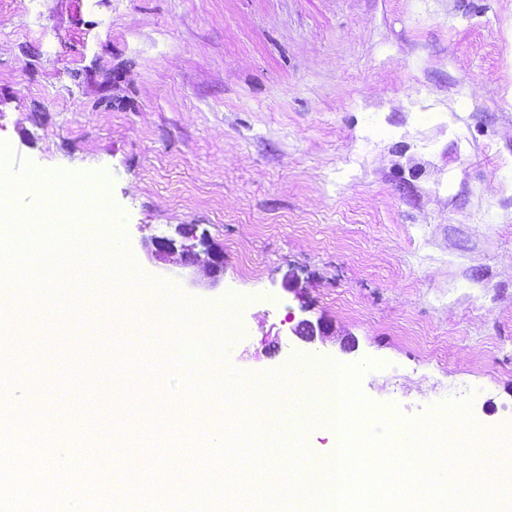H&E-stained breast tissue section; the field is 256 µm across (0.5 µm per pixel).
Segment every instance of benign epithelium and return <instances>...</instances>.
<instances>
[{
    "instance_id": "benign-epithelium-1",
    "label": "benign epithelium",
    "mask_w": 512,
    "mask_h": 512,
    "mask_svg": "<svg viewBox=\"0 0 512 512\" xmlns=\"http://www.w3.org/2000/svg\"><path fill=\"white\" fill-rule=\"evenodd\" d=\"M178 234L182 241L169 237H152L144 241L143 248L149 260L155 263H165L168 258L180 254L183 264L197 266L207 275V287L217 286L224 276V254L214 250L206 236L193 234L192 230L181 229ZM294 334L305 342L312 343L318 336L328 334V326L319 321L313 323L303 320L297 324Z\"/></svg>"
}]
</instances>
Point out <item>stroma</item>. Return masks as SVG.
Wrapping results in <instances>:
<instances>
[{
  "mask_svg": "<svg viewBox=\"0 0 512 512\" xmlns=\"http://www.w3.org/2000/svg\"><path fill=\"white\" fill-rule=\"evenodd\" d=\"M0 141L40 174L103 175L146 279L122 306L99 282L81 324L0 304L28 348L7 379L16 435L64 442L50 411L70 405V426L93 417L109 437L103 476L133 468L168 501L166 464L127 431L170 417L164 442L191 465L180 427L219 428L220 390L131 409L166 374L128 370L116 394L68 354L85 338L100 362L133 355L135 298L165 282L198 311L233 310L222 361L246 385L370 359L371 409L466 400L478 433L512 431V0H0ZM181 224L223 250L218 287L148 260L144 239ZM304 319L330 335L302 341Z\"/></svg>",
  "mask_w": 512,
  "mask_h": 512,
  "instance_id": "stroma-1",
  "label": "stroma"
}]
</instances>
